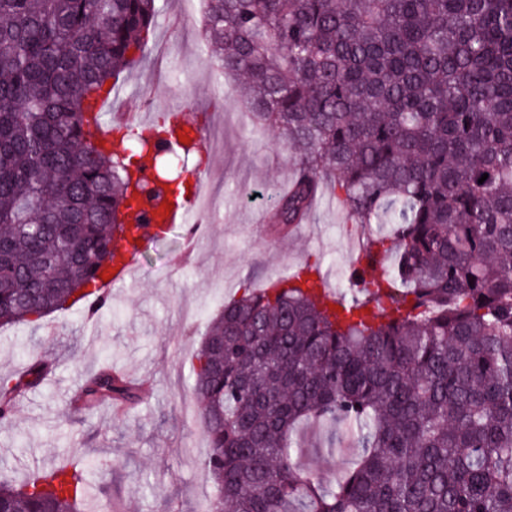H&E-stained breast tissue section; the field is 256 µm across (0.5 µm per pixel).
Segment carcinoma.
Wrapping results in <instances>:
<instances>
[{
  "label": "carcinoma",
  "mask_w": 512,
  "mask_h": 512,
  "mask_svg": "<svg viewBox=\"0 0 512 512\" xmlns=\"http://www.w3.org/2000/svg\"><path fill=\"white\" fill-rule=\"evenodd\" d=\"M205 3L215 61L297 157L271 223L291 231L330 192L384 265L361 288L346 268L329 301L306 262L212 317L192 383L204 512H512V0ZM159 15L158 0H0L1 328L100 291L115 240L142 251V204L187 202L197 166L156 174L151 196L139 164L196 153L197 125H116L123 153L87 137ZM51 367L0 375L1 423ZM78 400L131 406L142 389L105 369ZM308 419L364 449L353 469L299 467ZM90 500L77 463L0 483V512Z\"/></svg>",
  "instance_id": "obj_1"
}]
</instances>
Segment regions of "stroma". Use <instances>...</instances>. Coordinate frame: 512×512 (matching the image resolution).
Returning <instances> with one entry per match:
<instances>
[{
	"label": "stroma",
	"mask_w": 512,
	"mask_h": 512,
	"mask_svg": "<svg viewBox=\"0 0 512 512\" xmlns=\"http://www.w3.org/2000/svg\"><path fill=\"white\" fill-rule=\"evenodd\" d=\"M200 17L164 0L155 37L130 71L139 95L114 100L113 110H167L217 135L203 168L224 198L205 216L208 234L186 254L184 225H170L147 242L132 283L113 289L112 304L87 318L74 308L40 325L0 330V374L23 370L36 357L54 370L0 424V479L21 483L54 462L93 463L88 478L97 501L112 512H202L213 486L203 469L208 444L190 390L191 355L212 315L243 286L266 287L304 261H321L339 280L352 254L357 227L340 204L316 203L309 223L290 235L267 228L271 196L292 177L295 155L245 112L235 81L221 97L210 93V53ZM121 369L145 387L132 409L104 404L87 411L74 400L86 377ZM329 426L308 421L298 429L302 466L324 478L352 466L362 450L337 441L328 453Z\"/></svg>",
	"instance_id": "obj_1"
}]
</instances>
